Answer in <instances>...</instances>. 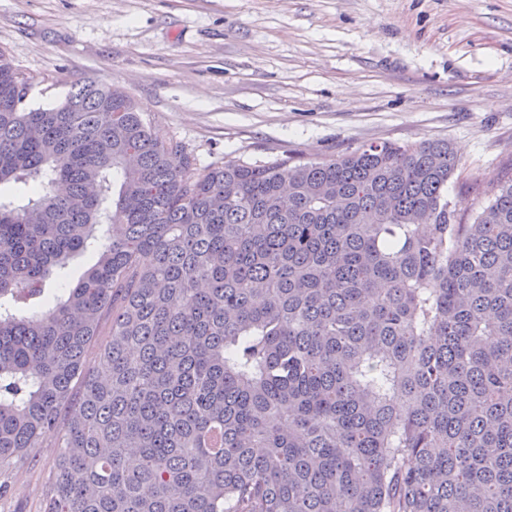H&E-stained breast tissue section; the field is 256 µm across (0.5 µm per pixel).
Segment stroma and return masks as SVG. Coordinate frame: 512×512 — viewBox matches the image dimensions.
Instances as JSON below:
<instances>
[{
  "label": "stroma",
  "instance_id": "stroma-1",
  "mask_svg": "<svg viewBox=\"0 0 512 512\" xmlns=\"http://www.w3.org/2000/svg\"><path fill=\"white\" fill-rule=\"evenodd\" d=\"M0 51L28 107L114 85L202 169L445 140L468 217L512 178V0H0ZM57 440L0 473V512H44Z\"/></svg>",
  "mask_w": 512,
  "mask_h": 512
}]
</instances>
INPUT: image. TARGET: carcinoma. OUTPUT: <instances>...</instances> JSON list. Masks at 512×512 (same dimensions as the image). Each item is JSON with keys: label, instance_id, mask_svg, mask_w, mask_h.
Segmentation results:
<instances>
[{"label": "carcinoma", "instance_id": "carcinoma-1", "mask_svg": "<svg viewBox=\"0 0 512 512\" xmlns=\"http://www.w3.org/2000/svg\"><path fill=\"white\" fill-rule=\"evenodd\" d=\"M28 93L0 51V471L56 433L46 512H512V178L466 222L445 140L200 170ZM96 260V254L93 252H85L82 255L71 260L68 267L64 270L65 275L62 278H53L48 283V292L53 296L61 294L60 292L67 285L68 288L73 287L80 275Z\"/></svg>", "mask_w": 512, "mask_h": 512}]
</instances>
